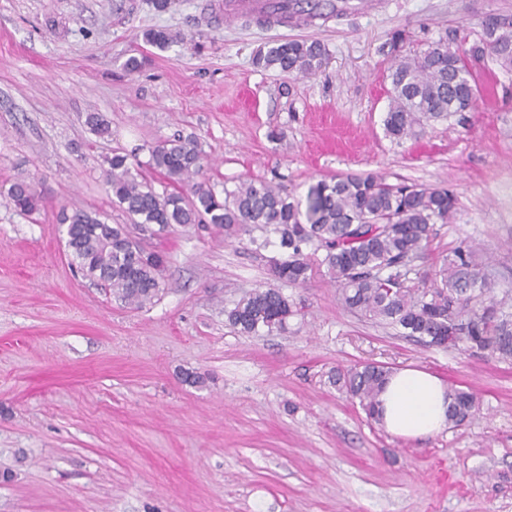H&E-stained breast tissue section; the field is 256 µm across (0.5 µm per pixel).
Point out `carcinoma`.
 <instances>
[{
    "mask_svg": "<svg viewBox=\"0 0 512 512\" xmlns=\"http://www.w3.org/2000/svg\"><path fill=\"white\" fill-rule=\"evenodd\" d=\"M285 19L297 14L319 15L336 5L325 0H279ZM146 42L166 48L178 39L167 29L144 32ZM392 57L388 110L383 120L386 136H415L430 121L473 110L481 86L476 66L485 55L512 70V20L501 18L482 26L479 40L462 39L451 50L437 41L413 56L402 54V37L387 43ZM325 48L317 40L277 41L259 49L257 66L288 75L307 76L323 65ZM91 132L110 134L103 115L88 114ZM107 190L112 202L135 224H210L226 232L255 228L271 232L283 257L271 260L269 275L283 285L298 288L312 274L305 248L315 243L324 251L319 265L338 287L342 306L371 320L384 322L403 335L431 346L464 342L471 349L512 358V296L495 295L494 274L476 262L477 246L464 244L442 257L433 272H420L413 262L428 250L436 225L447 224L456 211V195L447 186L390 184L377 173L321 180L311 187L305 202L290 199L277 186L259 180L242 183L219 196L194 178L204 168L203 153L192 136H177L151 149L150 165L174 184L189 187L190 196L158 193L140 180L128 156L107 159ZM6 199L17 211L40 209L42 197L32 184L12 183ZM68 253L85 277L106 288L128 306L141 308L161 291L164 260L142 249L124 227L80 206L62 209ZM228 322L247 336L285 329L295 315L278 288H258L224 311ZM391 368L364 363L333 379L338 390L357 402L367 418L376 416L377 398ZM478 405L473 393L455 391L448 424L458 427L472 419Z\"/></svg>",
    "mask_w": 512,
    "mask_h": 512,
    "instance_id": "cac0c4a2",
    "label": "carcinoma"
}]
</instances>
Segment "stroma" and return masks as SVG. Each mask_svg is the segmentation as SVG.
Listing matches in <instances>:
<instances>
[{
    "instance_id": "35a3bbf8",
    "label": "stroma",
    "mask_w": 512,
    "mask_h": 512,
    "mask_svg": "<svg viewBox=\"0 0 512 512\" xmlns=\"http://www.w3.org/2000/svg\"><path fill=\"white\" fill-rule=\"evenodd\" d=\"M489 13L512 17V0H345L286 31L225 20L224 0L164 13L149 0H0V512H512V359L395 335L343 309L319 265L283 287L297 309L285 330L241 335L224 311L272 286L280 249L206 224L138 232L166 277L135 309L72 265L56 220L78 205L128 224L107 157L127 153L160 192L150 147L191 135L219 193L268 180L301 199L368 172L450 186L456 216L417 269L472 243L512 289V72L480 62L466 124L430 122L403 141L383 127L391 34L411 51L452 48ZM150 28L180 40L157 49ZM291 39L325 46L320 71L254 65ZM91 112L109 136L92 134ZM17 179L41 194L39 213L2 199ZM362 362L426 370L479 409L436 435L392 436L329 381Z\"/></svg>"
}]
</instances>
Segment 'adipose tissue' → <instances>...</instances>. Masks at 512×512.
I'll return each mask as SVG.
<instances>
[{
    "mask_svg": "<svg viewBox=\"0 0 512 512\" xmlns=\"http://www.w3.org/2000/svg\"><path fill=\"white\" fill-rule=\"evenodd\" d=\"M452 391L425 370L406 368L393 373L378 397V417L391 435L419 439L443 431L448 425Z\"/></svg>",
    "mask_w": 512,
    "mask_h": 512,
    "instance_id": "ef3b65f1",
    "label": "adipose tissue"
}]
</instances>
